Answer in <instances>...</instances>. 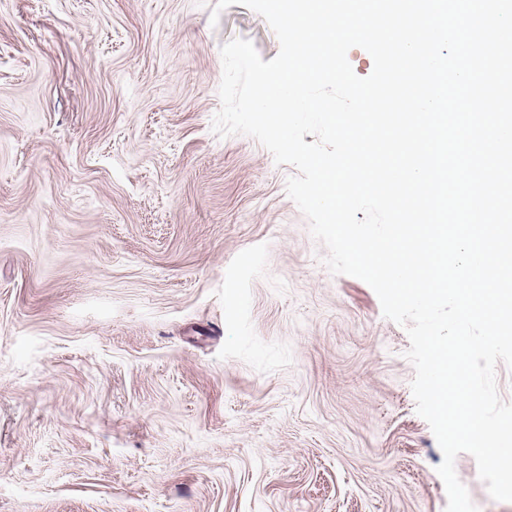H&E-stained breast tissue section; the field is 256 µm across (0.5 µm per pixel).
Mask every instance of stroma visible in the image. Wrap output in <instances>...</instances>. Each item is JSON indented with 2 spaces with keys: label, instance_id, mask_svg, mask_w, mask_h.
I'll return each mask as SVG.
<instances>
[{
  "label": "stroma",
  "instance_id": "stroma-1",
  "mask_svg": "<svg viewBox=\"0 0 512 512\" xmlns=\"http://www.w3.org/2000/svg\"><path fill=\"white\" fill-rule=\"evenodd\" d=\"M216 2L0 0V512H445L405 329L211 130L280 49Z\"/></svg>",
  "mask_w": 512,
  "mask_h": 512
}]
</instances>
